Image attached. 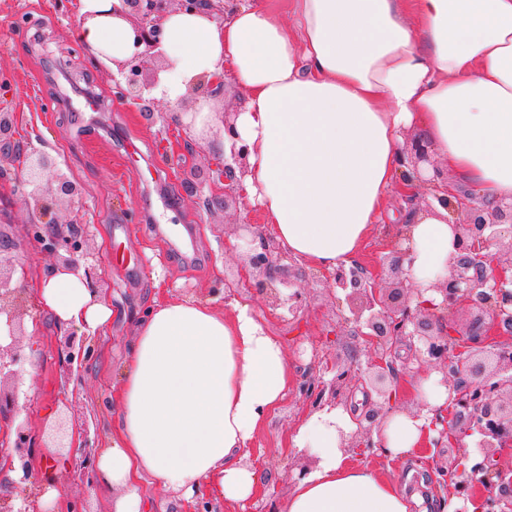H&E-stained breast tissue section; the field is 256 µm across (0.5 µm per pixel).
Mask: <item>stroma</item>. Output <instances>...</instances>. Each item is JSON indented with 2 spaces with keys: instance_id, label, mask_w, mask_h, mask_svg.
Masks as SVG:
<instances>
[{
  "instance_id": "1",
  "label": "stroma",
  "mask_w": 512,
  "mask_h": 512,
  "mask_svg": "<svg viewBox=\"0 0 512 512\" xmlns=\"http://www.w3.org/2000/svg\"><path fill=\"white\" fill-rule=\"evenodd\" d=\"M78 15L79 0H0V108L16 115V143L27 151L46 152L81 186L88 244L102 276L100 290L114 310L112 326L93 339L78 332L86 358L81 370H70L57 351L62 331L37 298H30L21 313L29 332L18 339L28 361L20 367L17 382L4 384L5 390L19 392L10 418L38 435L57 412H64L82 436L73 458L95 455L112 430L115 415L109 396L133 339L134 315L166 293L211 301L228 317L232 302L249 304L267 332L283 344L293 378L255 440L261 491L245 506L220 502L215 510L284 512L300 467L316 463L308 451L291 446L292 436L311 413L300 385L336 359L365 362L370 354L345 322L349 308L344 293L327 290L307 262L294 263L303 272L295 285L307 296L298 317L265 307L255 289L224 292L225 280L241 274L236 226L261 223L259 210L243 199L225 204L220 182L188 191L194 170L216 159L212 141L200 139L171 118L172 112L193 105V94L176 104L158 99L153 119H146L138 105L116 94L111 65L97 60L75 38ZM60 80L65 93L52 99L42 96L43 84ZM93 88L107 91L108 97L97 111L88 112L82 95ZM19 167L15 153L0 150V211L7 214L12 242L0 259L21 261L35 276L53 268L55 260L26 236L30 217L16 183ZM168 187L174 200L166 207L160 194ZM411 205L398 190L389 192L357 262L380 272L392 245L383 228L404 223ZM115 243L135 257V264L126 269L110 265L108 251ZM158 274L164 275L165 288L156 287ZM351 454L352 464L368 466L417 496L413 512H436L437 500L446 496L438 471L458 467L463 451L427 441L400 460L373 448L355 447ZM52 481L62 500L81 504L84 512H112V495L97 488L93 473L69 465L53 473Z\"/></svg>"
}]
</instances>
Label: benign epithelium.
<instances>
[{
	"mask_svg": "<svg viewBox=\"0 0 512 512\" xmlns=\"http://www.w3.org/2000/svg\"><path fill=\"white\" fill-rule=\"evenodd\" d=\"M173 10L206 13L224 19V0H118L112 3L109 16L131 22L135 35V51L130 58L117 63V89L140 105L148 119L154 116L153 93L160 84V72L144 74V59L151 55L164 59L160 50L161 25ZM200 95L211 97L224 89V72L193 84ZM224 134L231 142L230 160L210 164L200 174L211 183L224 180V196L242 185L248 172L249 148L238 144V135L231 120H223ZM14 113H0V144L7 146L14 139ZM401 163L408 169L411 182L438 189L443 179L442 169L431 159L424 145H415L412 153H402ZM17 182L23 189L25 204L32 215L28 236L41 252L59 259V265L83 270L87 288L97 291L96 264L89 261L86 222L82 210V189L64 173L56 161L45 152L32 150L26 164L18 170ZM67 207L62 222L44 221L47 211L59 205ZM462 220L451 224L454 252L448 261V276L438 280L431 290L441 296V303L422 299L425 289L409 276L414 253L408 234L409 224H401L393 234L394 245L382 259L385 284L365 267L354 263L339 265L329 273L327 288L345 293L354 335L375 348L368 361L373 380L382 386L384 398L392 392L384 386L396 378L391 360L393 349L405 337L417 340L415 362L423 374L441 375L440 383L448 389V405L434 410L431 428L438 430L434 444L438 447H466L465 439L479 435L478 446L482 460L470 468L469 479L459 478L460 472L439 470V484L448 495L468 500L474 496V483L487 489L485 502L491 512H512V470L503 471L499 459L512 456V344L502 343L488 348L474 328L487 321L497 331L512 329V200L494 206L480 203L468 205L461 211ZM251 235L248 247L242 252L241 271L250 287L262 295L269 307L283 309L297 316L306 306L303 289L292 287L290 255L274 239L257 230L255 224L243 225ZM80 254L84 262L74 260ZM25 270L21 264H3L0 260V320L9 329L11 342H0V380L16 378L14 366L25 362L16 343L21 332L18 312L27 302ZM288 286L285 294L280 286ZM466 307L474 317L464 328L447 320V314ZM330 381L310 379L301 387L311 407L322 409L346 404L344 388L352 377L351 366L338 360L327 368ZM393 408L387 402L366 406L357 419L354 435L361 436L367 448H378L374 434L380 433ZM75 428L60 422L42 442L20 424L13 441L0 443L13 449L24 472H29V456L37 443L42 447H74Z\"/></svg>",
	"mask_w": 512,
	"mask_h": 512,
	"instance_id": "obj_1",
	"label": "benign epithelium"
}]
</instances>
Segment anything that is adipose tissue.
I'll list each match as a JSON object with an SVG mask.
<instances>
[{
	"label": "adipose tissue",
	"instance_id": "ef3b65f1",
	"mask_svg": "<svg viewBox=\"0 0 512 512\" xmlns=\"http://www.w3.org/2000/svg\"><path fill=\"white\" fill-rule=\"evenodd\" d=\"M78 41L109 60L133 50L112 0H81ZM294 23L262 0H241L224 22L171 12L163 21L159 90L178 101L224 71L245 93L235 119L249 148L247 199L291 255L332 270L349 262L403 181L399 144L416 125L442 164L476 187L485 204L512 197V0H293ZM435 206L410 227L411 275L430 286L448 272L453 235ZM38 301L64 325L107 332L113 310L81 274L48 271ZM282 343L249 305L224 317L209 302L173 295L134 319L129 359L111 403L116 420L94 459L114 512H143L142 483L193 503L212 488L241 505L262 477L251 448L288 392ZM425 413H395L380 438L389 456L419 447ZM356 425L342 408L311 414L293 435L316 467L288 497L286 512H411L405 491L349 465L344 438Z\"/></svg>",
	"mask_w": 512,
	"mask_h": 512
}]
</instances>
